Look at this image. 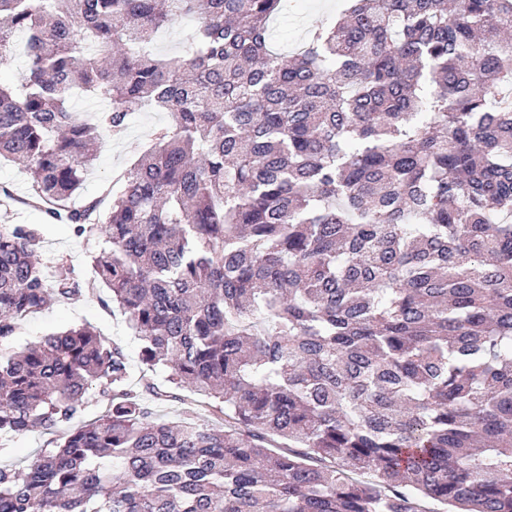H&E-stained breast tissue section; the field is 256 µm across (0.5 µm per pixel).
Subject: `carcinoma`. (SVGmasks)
<instances>
[{
  "mask_svg": "<svg viewBox=\"0 0 512 512\" xmlns=\"http://www.w3.org/2000/svg\"><path fill=\"white\" fill-rule=\"evenodd\" d=\"M286 7L0 0V66L27 62L0 157L101 234L142 364L207 398L155 416L88 325L10 347L81 288L0 225V437L65 429L0 467V512H512V0H347L289 58ZM188 17L189 50L158 55ZM142 105L169 122L93 224L72 198Z\"/></svg>",
  "mask_w": 512,
  "mask_h": 512,
  "instance_id": "cac0c4a2",
  "label": "carcinoma"
}]
</instances>
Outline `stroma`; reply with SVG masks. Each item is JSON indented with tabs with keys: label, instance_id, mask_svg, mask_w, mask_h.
I'll list each match as a JSON object with an SVG mask.
<instances>
[{
	"label": "stroma",
	"instance_id": "stroma-1",
	"mask_svg": "<svg viewBox=\"0 0 512 512\" xmlns=\"http://www.w3.org/2000/svg\"><path fill=\"white\" fill-rule=\"evenodd\" d=\"M343 7V0H298L294 14L274 22L272 39L280 52H291L303 41L308 25L338 16ZM167 120L166 113L144 108L136 119L129 121L122 136L103 133L93 169L75 196V205L106 197L117 171L127 168L136 159L153 130ZM29 193V181L21 167L0 159V225H29L37 232L35 251L39 261L63 260L77 279L84 283L91 281L89 255L98 249L100 236H75L70 225L49 220L42 207L28 203ZM78 324L91 325L101 336L121 342L129 358L130 380L135 386H142L147 379L163 384L162 372L148 371L141 364L139 340L128 332L123 317L112 304L110 292L102 287L75 300L52 301L41 312L28 316L12 344L20 347Z\"/></svg>",
	"mask_w": 512,
	"mask_h": 512
}]
</instances>
